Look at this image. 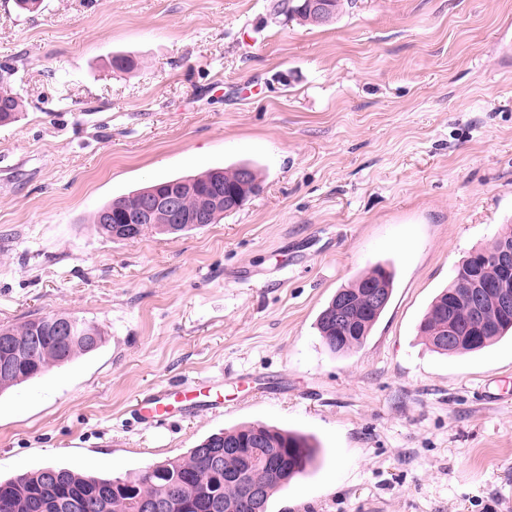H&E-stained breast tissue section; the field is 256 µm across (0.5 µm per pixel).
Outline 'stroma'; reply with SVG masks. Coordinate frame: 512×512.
<instances>
[{
    "instance_id": "35a3bbf8",
    "label": "stroma",
    "mask_w": 512,
    "mask_h": 512,
    "mask_svg": "<svg viewBox=\"0 0 512 512\" xmlns=\"http://www.w3.org/2000/svg\"><path fill=\"white\" fill-rule=\"evenodd\" d=\"M45 4L0 0V64L26 103L0 126V325L67 312L105 341L0 394V477H122L264 423L319 448L270 512H512V339L445 356L418 333L512 225V0H352L320 26L274 0ZM243 161L264 188L218 223L112 240L92 222L151 182ZM378 264L389 305L331 354L318 314ZM227 371L246 389L219 412L131 413Z\"/></svg>"
}]
</instances>
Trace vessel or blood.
<instances>
[{
    "mask_svg": "<svg viewBox=\"0 0 512 512\" xmlns=\"http://www.w3.org/2000/svg\"><path fill=\"white\" fill-rule=\"evenodd\" d=\"M235 376L211 379L193 384H180L145 393L137 402V413L144 424H152L162 417H187L200 412L223 408L221 386L234 384Z\"/></svg>",
    "mask_w": 512,
    "mask_h": 512,
    "instance_id": "obj_1",
    "label": "vessel or blood"
}]
</instances>
